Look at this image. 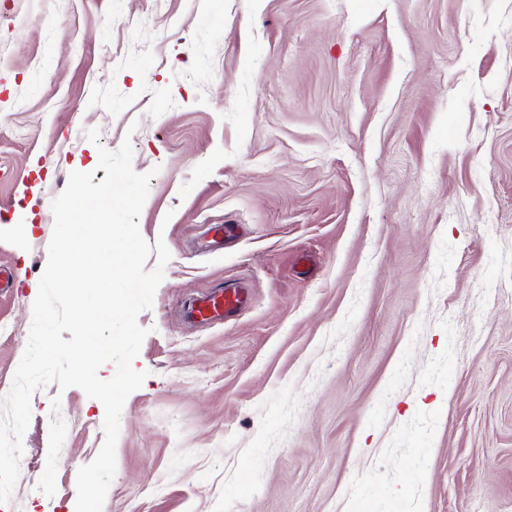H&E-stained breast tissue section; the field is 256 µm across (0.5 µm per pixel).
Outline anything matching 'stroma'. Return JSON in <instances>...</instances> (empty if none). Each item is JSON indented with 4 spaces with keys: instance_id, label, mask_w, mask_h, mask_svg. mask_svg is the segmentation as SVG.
I'll return each mask as SVG.
<instances>
[{
    "instance_id": "stroma-1",
    "label": "stroma",
    "mask_w": 512,
    "mask_h": 512,
    "mask_svg": "<svg viewBox=\"0 0 512 512\" xmlns=\"http://www.w3.org/2000/svg\"><path fill=\"white\" fill-rule=\"evenodd\" d=\"M126 139L171 259L103 512H512V0H0V395L52 202ZM220 282L247 308L184 323ZM31 411L0 512H68L104 407Z\"/></svg>"
}]
</instances>
